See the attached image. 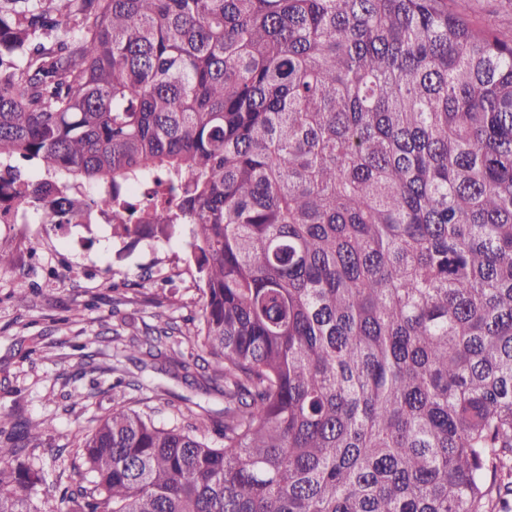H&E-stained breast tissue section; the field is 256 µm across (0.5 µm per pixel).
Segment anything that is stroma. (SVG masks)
I'll list each match as a JSON object with an SVG mask.
<instances>
[{"mask_svg":"<svg viewBox=\"0 0 512 512\" xmlns=\"http://www.w3.org/2000/svg\"><path fill=\"white\" fill-rule=\"evenodd\" d=\"M18 218L0 224V250L14 261L0 270V406L32 421L54 417L36 458L58 466L63 482L79 484L83 464L74 435L94 427L120 400L160 425L179 415L196 421L194 402L208 417L222 418L223 397L177 378L165 357L143 372L115 357L132 328L156 325L159 312L170 319L182 349L199 355L193 341L202 283L188 235L128 244L113 238L107 224L56 231L29 207ZM23 291L32 294L25 305L16 301ZM116 299L122 302L117 310Z\"/></svg>","mask_w":512,"mask_h":512,"instance_id":"35a3bbf8","label":"stroma"}]
</instances>
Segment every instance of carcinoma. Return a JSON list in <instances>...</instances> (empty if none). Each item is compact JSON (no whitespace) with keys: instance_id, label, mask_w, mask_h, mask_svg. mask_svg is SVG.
<instances>
[{"instance_id":"carcinoma-1","label":"carcinoma","mask_w":512,"mask_h":512,"mask_svg":"<svg viewBox=\"0 0 512 512\" xmlns=\"http://www.w3.org/2000/svg\"><path fill=\"white\" fill-rule=\"evenodd\" d=\"M450 2L0 0V201L189 226L224 397L76 490L1 406L0 512H512V26Z\"/></svg>"}]
</instances>
